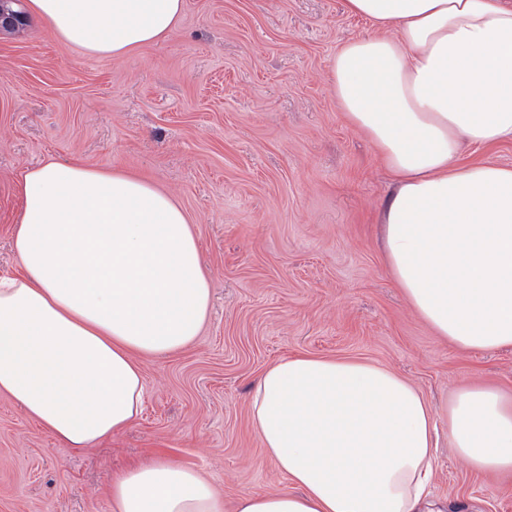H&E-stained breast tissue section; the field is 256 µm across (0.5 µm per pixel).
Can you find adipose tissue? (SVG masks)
<instances>
[{
	"instance_id": "adipose-tissue-1",
	"label": "adipose tissue",
	"mask_w": 512,
	"mask_h": 512,
	"mask_svg": "<svg viewBox=\"0 0 512 512\" xmlns=\"http://www.w3.org/2000/svg\"><path fill=\"white\" fill-rule=\"evenodd\" d=\"M61 42L121 58L164 40L184 0H29ZM373 34L328 65L339 108L382 156L392 276L437 336L512 346V166L462 146L512 140V0H346ZM15 274L0 277V394L83 449L142 412V356L189 345L211 288L183 208L147 179L47 159L20 177ZM252 427L290 484L237 512H446L432 497L437 422L424 395L367 362L268 365ZM448 442L477 473L512 474V396L459 389ZM112 512H224L195 470L159 457L110 485Z\"/></svg>"
}]
</instances>
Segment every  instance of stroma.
I'll use <instances>...</instances> for the list:
<instances>
[{
	"mask_svg": "<svg viewBox=\"0 0 512 512\" xmlns=\"http://www.w3.org/2000/svg\"><path fill=\"white\" fill-rule=\"evenodd\" d=\"M371 30L345 0H184L175 31L121 58L88 57L33 16L0 34V273L17 267L18 177L50 157L172 195L212 289L192 344L141 358L143 412L112 438L67 447L0 395V512H112L113 475L159 455L199 471L224 512L286 489L249 394L294 354L387 367L442 427L460 386L512 393V347L435 336L386 264L391 176L327 79L337 47ZM431 489L448 512H512V475L473 476L444 438Z\"/></svg>",
	"mask_w": 512,
	"mask_h": 512,
	"instance_id": "stroma-1",
	"label": "stroma"
}]
</instances>
